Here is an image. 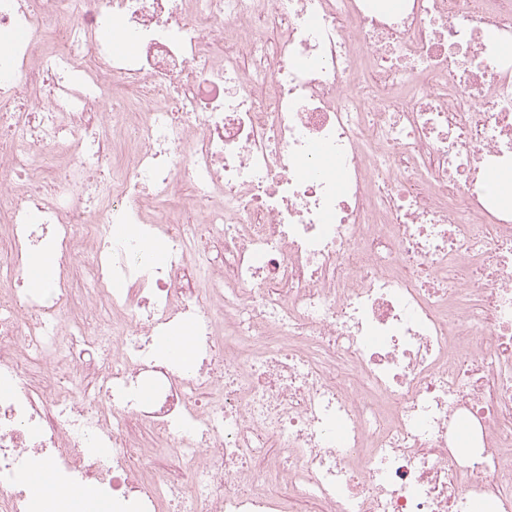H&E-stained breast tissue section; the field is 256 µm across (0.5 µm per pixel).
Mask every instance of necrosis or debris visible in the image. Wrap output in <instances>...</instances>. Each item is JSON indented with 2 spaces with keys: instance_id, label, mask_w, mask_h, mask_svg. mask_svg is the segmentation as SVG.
<instances>
[{
  "instance_id": "4bbe7bcc",
  "label": "necrosis or debris",
  "mask_w": 512,
  "mask_h": 512,
  "mask_svg": "<svg viewBox=\"0 0 512 512\" xmlns=\"http://www.w3.org/2000/svg\"><path fill=\"white\" fill-rule=\"evenodd\" d=\"M510 175L512 0H0V512H512ZM93 494L92 490L86 489L80 490L76 493L64 492L59 489H55L50 495L48 500L49 511L52 512H66L71 511V502L74 499H85ZM71 512H77L74 509Z\"/></svg>"
}]
</instances>
